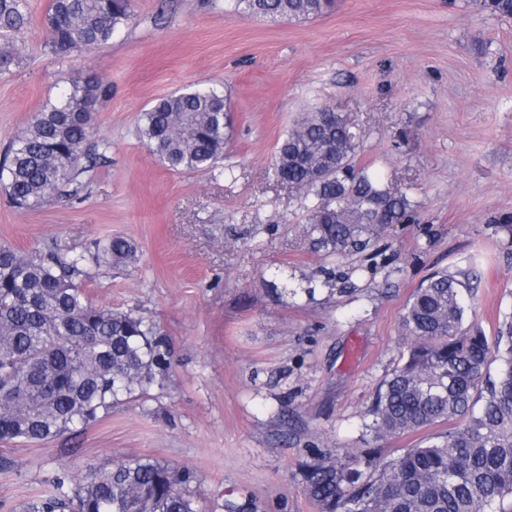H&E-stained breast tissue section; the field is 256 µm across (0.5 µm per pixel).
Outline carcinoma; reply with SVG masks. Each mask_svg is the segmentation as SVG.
<instances>
[{
	"mask_svg": "<svg viewBox=\"0 0 512 512\" xmlns=\"http://www.w3.org/2000/svg\"><path fill=\"white\" fill-rule=\"evenodd\" d=\"M240 13L272 21L309 19L332 0H233ZM512 17V0H480ZM29 0H0V30L28 21ZM134 18L132 0H49L48 47L60 61L112 41ZM111 88L73 81L36 112L0 158V187L14 207H37L81 184L105 159L92 144V113ZM139 138L168 169L212 171L230 137L227 99L214 86L178 90L142 113ZM354 126L317 108L278 140L274 176L311 200L307 223L319 248L344 257L394 224L416 220L408 193L353 161ZM91 259L125 266L136 246L122 237L94 244ZM85 256L67 259L56 245L21 251L0 243V442L36 443L86 428L125 397L164 377L169 350L158 326L133 311L97 305L82 287ZM468 280L435 273L406 305V352L377 390L367 427L398 436L446 423L441 440L410 448L371 469L364 455H321L303 470L317 512H512V320L489 341L475 324ZM499 361L491 375L492 361ZM191 475L151 456L89 463L61 471L54 492L22 512H197Z\"/></svg>",
	"mask_w": 512,
	"mask_h": 512,
	"instance_id": "1",
	"label": "carcinoma"
}]
</instances>
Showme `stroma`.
<instances>
[{"label":"stroma","mask_w":512,"mask_h":512,"mask_svg":"<svg viewBox=\"0 0 512 512\" xmlns=\"http://www.w3.org/2000/svg\"><path fill=\"white\" fill-rule=\"evenodd\" d=\"M232 0H134L111 42L67 62L47 47L49 0L0 38L21 57L0 78V152L72 80L112 88L93 114L110 143L78 196L20 210L0 190V241L88 253L122 236L136 264L86 262L98 304L156 323L165 378L85 430L0 443V512L84 463L152 456L190 470L199 512H316L303 470L325 453L378 449L384 465L446 432L366 430L398 365L405 307L432 273L468 275L487 337L512 316V19L475 0H336L268 21ZM223 87L233 119L215 171L168 170L140 142L142 112L191 84ZM329 107L361 136L353 157L406 188L417 219L325 260L307 199L273 175L276 143Z\"/></svg>","instance_id":"obj_1"}]
</instances>
